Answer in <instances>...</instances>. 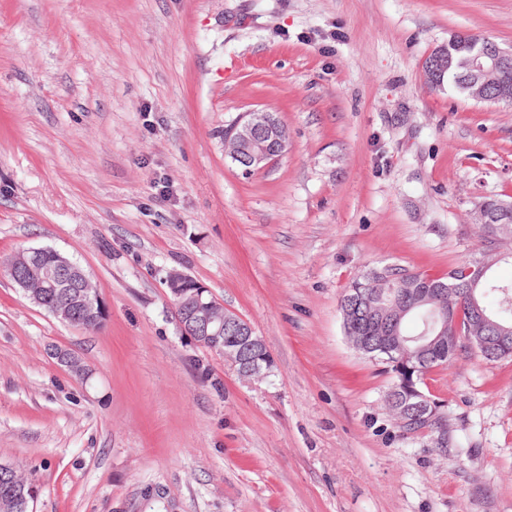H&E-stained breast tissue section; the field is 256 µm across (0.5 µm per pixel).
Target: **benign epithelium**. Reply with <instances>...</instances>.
<instances>
[{"instance_id": "obj_1", "label": "benign epithelium", "mask_w": 512, "mask_h": 512, "mask_svg": "<svg viewBox=\"0 0 512 512\" xmlns=\"http://www.w3.org/2000/svg\"><path fill=\"white\" fill-rule=\"evenodd\" d=\"M454 53L442 47L431 53L423 63V74L427 83L440 85L445 73L452 65L462 69L459 80L464 84L482 88L493 84L498 99L508 105L512 104V52L503 50L488 40H478L468 34H460L449 40ZM224 143L232 144L227 155L244 171L251 172L261 169L288 150V135L285 134L274 116L263 110H254L246 114L232 125L231 131L224 136ZM50 252L48 248H34L16 254L15 262L22 264L28 271V277L19 281L24 295L35 305L42 304L40 294L33 289V284H51L58 274L68 273V280L84 287L89 276L84 269L63 256H58V265L44 266L39 257ZM497 253L492 245L482 255L469 263L467 275L472 287H478L486 278L490 262L488 257ZM172 305L182 333L193 339L200 346L224 358L242 379H260L261 373L258 360L250 357V350L258 347L263 340L258 336L251 324L238 314L224 308L212 294L210 288L193 277L177 270H172L166 277ZM415 295L433 304L438 313L435 337L456 335L459 321L457 310L446 306L447 294L441 289H415ZM472 310L473 323L481 326L476 335L470 337V343L484 349L492 347L493 356L505 351H512V336L501 331L477 305L475 293L471 292L464 300ZM85 305L90 315H97L103 310L100 300L85 301L83 295L77 293L66 303L58 306L54 314L63 321L71 319L72 309L77 305ZM351 316L372 326L384 327L378 336L366 339L363 349L367 352H378L384 355V361L400 364L402 336L393 321L375 316L374 311L366 307L364 295L354 299L349 309ZM51 355L57 362L66 367L73 375L86 378L89 375L87 366L76 354L67 349L54 348ZM388 400L401 406L406 422L414 424L418 420L432 421L440 416L441 405L429 396L411 387L403 394L391 393Z\"/></svg>"}]
</instances>
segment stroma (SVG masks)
I'll return each instance as SVG.
<instances>
[{
  "label": "stroma",
  "instance_id": "1",
  "mask_svg": "<svg viewBox=\"0 0 512 512\" xmlns=\"http://www.w3.org/2000/svg\"><path fill=\"white\" fill-rule=\"evenodd\" d=\"M460 33L512 49V0H0V257L53 248L105 307L63 323L0 270V464L33 512H512V359L462 345L423 387L447 447L404 439L340 311L370 268L480 256L478 205L512 202V106L423 78ZM255 109L288 151L246 173L224 130ZM174 269L269 377L182 334ZM51 355L57 359V362L61 366L66 367L74 376L85 379L89 375L87 366L74 352L56 347L51 350Z\"/></svg>",
  "mask_w": 512,
  "mask_h": 512
}]
</instances>
